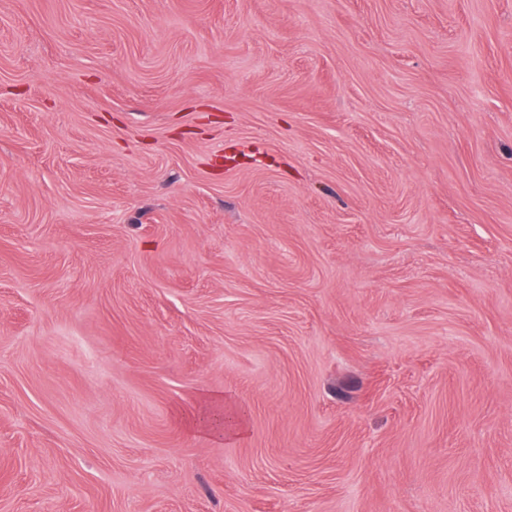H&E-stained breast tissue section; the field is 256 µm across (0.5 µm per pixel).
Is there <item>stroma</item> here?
I'll list each match as a JSON object with an SVG mask.
<instances>
[{
    "label": "stroma",
    "instance_id": "1",
    "mask_svg": "<svg viewBox=\"0 0 512 512\" xmlns=\"http://www.w3.org/2000/svg\"><path fill=\"white\" fill-rule=\"evenodd\" d=\"M0 512H512V0H0ZM221 403H210L208 409L199 415V427L207 431L211 436H220L224 433V424L220 425L223 416Z\"/></svg>",
    "mask_w": 512,
    "mask_h": 512
}]
</instances>
